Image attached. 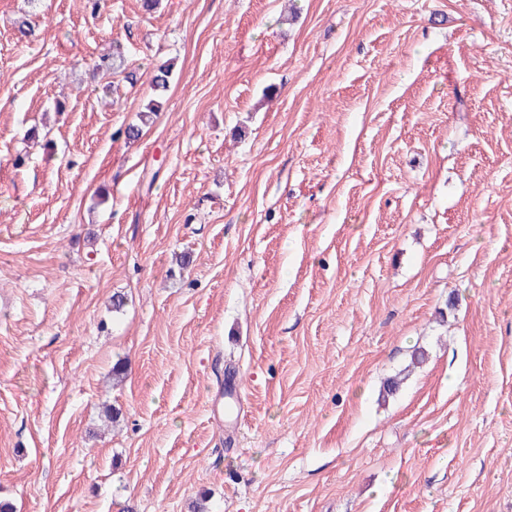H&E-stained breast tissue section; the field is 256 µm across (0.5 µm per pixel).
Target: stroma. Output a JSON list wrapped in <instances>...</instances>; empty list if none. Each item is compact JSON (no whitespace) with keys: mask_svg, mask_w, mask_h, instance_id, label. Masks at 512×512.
<instances>
[{"mask_svg":"<svg viewBox=\"0 0 512 512\" xmlns=\"http://www.w3.org/2000/svg\"><path fill=\"white\" fill-rule=\"evenodd\" d=\"M199 500L512 512V0H0V501ZM129 62L125 51L120 45H113L112 54L100 57L94 61L93 74L100 79H111L112 76H122L129 84L136 81V73ZM173 77V63L169 61H163L155 66L154 76L152 80L153 91L156 98L163 96L169 89L171 80ZM156 98H151L139 111L138 120L139 123L129 124L124 129V135L128 140H136L139 138L142 127L148 122L153 120V116L159 112L160 102Z\"/></svg>","mask_w":512,"mask_h":512,"instance_id":"stroma-1","label":"stroma"}]
</instances>
